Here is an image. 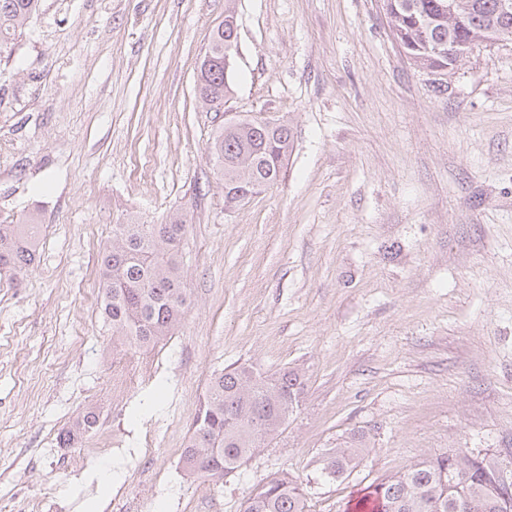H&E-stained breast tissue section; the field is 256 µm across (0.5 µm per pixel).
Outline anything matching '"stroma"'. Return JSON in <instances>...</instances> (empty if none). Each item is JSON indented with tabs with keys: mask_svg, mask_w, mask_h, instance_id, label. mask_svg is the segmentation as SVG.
I'll list each match as a JSON object with an SVG mask.
<instances>
[{
	"mask_svg": "<svg viewBox=\"0 0 512 512\" xmlns=\"http://www.w3.org/2000/svg\"><path fill=\"white\" fill-rule=\"evenodd\" d=\"M225 7L41 0L0 48V224L46 227L28 275L0 279V512H116L144 484L146 512H241L283 473L308 512H345L421 459L512 451V44L441 92L382 0H234L224 109L283 118L294 147L228 212L196 90ZM175 211L185 317L156 347L114 343L98 253ZM239 365L302 370L303 402L223 480L188 475L207 384ZM88 410L97 431L61 443ZM355 432L356 467L324 476Z\"/></svg>",
	"mask_w": 512,
	"mask_h": 512,
	"instance_id": "obj_1",
	"label": "stroma"
}]
</instances>
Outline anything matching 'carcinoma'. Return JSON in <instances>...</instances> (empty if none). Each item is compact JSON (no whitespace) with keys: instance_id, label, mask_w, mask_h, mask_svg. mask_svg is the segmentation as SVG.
Returning <instances> with one entry per match:
<instances>
[{"instance_id":"obj_1","label":"carcinoma","mask_w":512,"mask_h":512,"mask_svg":"<svg viewBox=\"0 0 512 512\" xmlns=\"http://www.w3.org/2000/svg\"><path fill=\"white\" fill-rule=\"evenodd\" d=\"M383 0L391 32L419 70L446 75L457 59L448 47L463 42L512 43V15L498 12V0ZM40 8V0H0V46ZM237 48L234 12L225 7L224 23L212 33L200 62L197 93L213 112L224 111ZM293 149V134L283 120L238 116L219 123L208 146L215 174L224 182V208L239 206L255 186L268 187L281 175ZM41 224L23 215L0 224V273L20 272L34 263ZM187 220L173 213L163 224L112 225V240L99 259L100 313L112 335L135 348H150L172 336L187 303L181 243ZM305 375L287 369L263 376L240 365L211 378L182 455L185 471L219 480L277 437L301 405ZM97 422L88 411L60 435L69 443ZM366 447L353 435L323 460L328 477L340 478L355 467ZM371 512H512V457L492 453L479 459L459 448L410 465L376 486L357 508ZM243 512H307L304 489L284 474L258 488Z\"/></svg>"}]
</instances>
